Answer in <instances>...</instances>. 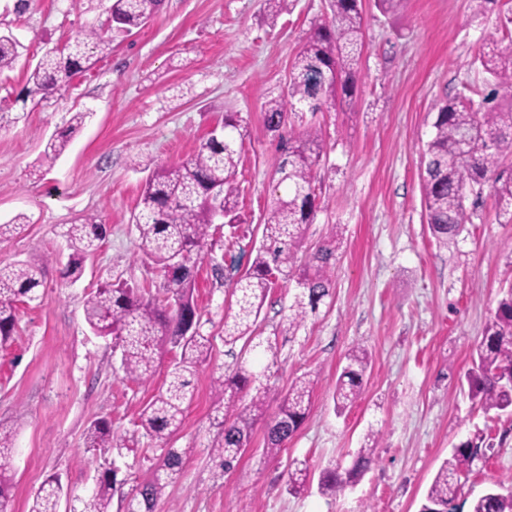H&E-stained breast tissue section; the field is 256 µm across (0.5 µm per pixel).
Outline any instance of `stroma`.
<instances>
[{
    "label": "stroma",
    "mask_w": 512,
    "mask_h": 512,
    "mask_svg": "<svg viewBox=\"0 0 512 512\" xmlns=\"http://www.w3.org/2000/svg\"><path fill=\"white\" fill-rule=\"evenodd\" d=\"M14 3L0 0V30H12L25 46L14 69L0 74V224L18 214L27 222L0 237V261L40 264L44 276L39 299L17 305L14 342L0 349V422L16 431L11 512H29L52 475L63 485L59 512H81L112 466L118 473L111 512H125L135 488L151 477L160 444L138 436L137 424L174 356L160 359L151 382L133 380L112 338L86 324L83 301L105 282L160 287L134 223L146 178L134 165L180 162L230 113L242 125L237 182L245 222L234 233L218 226L213 259L199 267L194 297L213 349L192 378L194 398L170 439L186 452L182 473L156 512H419L442 461L477 430L494 454L469 473L465 498L512 478V415L484 414L459 386L501 287L512 284V224L496 223L494 198L486 194L472 224L440 245L428 228L419 180L435 104L486 92L474 62L480 51L512 53V0H405L391 14L363 0L354 102L291 121L297 134L321 126L327 144L317 171L319 211L305 243L318 245L340 225L332 295L291 336L282 325L295 284L279 282L257 321L277 353L270 408L307 373L317 380L311 405L274 457L264 451L266 424L258 422L228 473L211 454L212 381L233 367L240 350L224 343L230 297L213 280L211 264L221 262L235 278L256 255L279 157L261 106L286 87L314 24L330 14L329 0H296L274 18L264 0H165L144 27L115 37L111 54L77 75L67 93L41 103L26 97L29 67L106 14L77 0H30L19 15ZM78 112L84 124L55 165L40 170L46 140ZM88 217L103 224L105 237L73 282L63 275L72 252L66 230ZM357 345L368 350L371 366L361 397L339 413L336 377ZM97 420L129 443L114 459L85 446ZM371 430L379 441L369 469L336 496L321 494V472L348 467ZM299 462L309 481L292 494L288 472Z\"/></svg>",
    "instance_id": "35a3bbf8"
}]
</instances>
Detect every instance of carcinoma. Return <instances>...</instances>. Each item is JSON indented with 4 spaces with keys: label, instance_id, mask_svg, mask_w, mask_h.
<instances>
[{
    "label": "carcinoma",
    "instance_id": "cac0c4a2",
    "mask_svg": "<svg viewBox=\"0 0 512 512\" xmlns=\"http://www.w3.org/2000/svg\"><path fill=\"white\" fill-rule=\"evenodd\" d=\"M164 0H111L106 7L113 29L132 33L160 12ZM331 19L318 25L297 53L288 76L287 91L270 95L262 104L263 124L281 140L285 155L277 163V186L284 193L273 200L265 213L262 244L250 268L229 284L234 298L224 316V343L243 341L249 351H272L269 340L257 334L256 318L276 279L294 281V303L287 316L292 336L307 316L331 296V260L337 250L338 229L319 244L308 260L298 263L307 226L316 212L315 181L325 153L322 130L311 126L302 135H288L287 115L327 112L352 102L357 89V55L363 39L362 0H330ZM23 45L10 33H0V74L14 68ZM112 52V37L103 28H89L74 42L51 48L28 76L30 93L42 99L67 92L78 73L92 65L91 59ZM490 91L481 100L456 96L436 106L432 134L422 153L421 191L427 224L437 242L455 240L463 227L472 223L467 212V193L481 194L489 186L497 204L496 220L512 224V53L505 56L481 52L477 57ZM224 135L210 134L194 153L182 162L157 168L146 181L138 204L135 224L141 245L159 266L163 277L162 296H151L123 284L104 283L84 300L87 324L99 336H113L121 351L125 373L143 383L151 380L157 361L165 352H175L166 386L159 389L143 409L138 421L142 436L163 444L179 429L186 406L193 398L190 376L205 363L212 351L211 337L197 326L199 317L193 291L199 264L216 224L210 190L220 191L224 223L239 224V187L236 181L242 138L241 124L224 118ZM68 138L62 134L48 139L41 153V166L50 168L62 155ZM66 236L74 248L66 273L78 280L87 256L104 238L102 225L91 219L72 224ZM43 267L36 263H0V347L16 332V303L38 299ZM370 360L362 347L346 356L333 393L335 407L343 410L361 396ZM269 367L260 371L246 361L233 375L214 381L217 439L213 453L224 471L240 461L250 442L254 422L264 416L273 393ZM469 393L480 408L512 414V284L502 289V297L484 327L472 353V367L465 375ZM313 380L306 374L295 379L277 411L266 424L265 453L278 455L284 443L299 429L307 415ZM379 433L364 436L352 466L340 472H322L321 493L336 495L346 483L360 476L373 462L372 449ZM87 448L106 455L122 448L106 422L92 424L87 432ZM13 448V431L0 425V509L12 498L13 475L3 460ZM493 451L478 433L452 449L436 472L419 512H462L458 503L464 480L479 450ZM185 452L164 449L151 478L140 484L127 502V512H156L166 487L182 471ZM305 467H294L288 488L304 489ZM113 481L110 472L83 501L81 512H110ZM62 494L59 478L51 476L38 489L30 512H58ZM470 512H512V484L493 483L473 500Z\"/></svg>",
    "mask_w": 512,
    "mask_h": 512
}]
</instances>
